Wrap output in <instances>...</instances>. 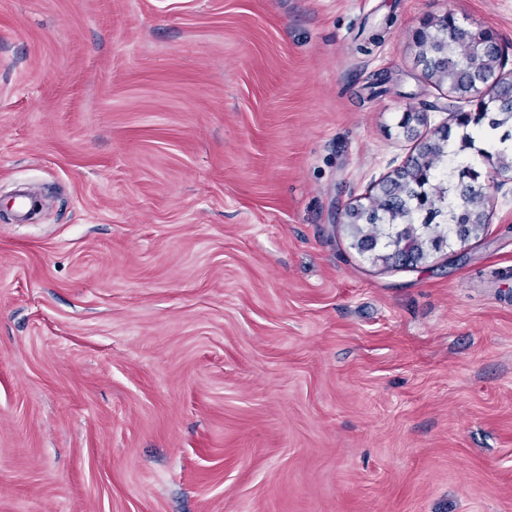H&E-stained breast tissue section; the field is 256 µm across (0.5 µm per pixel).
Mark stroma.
<instances>
[{
    "mask_svg": "<svg viewBox=\"0 0 512 512\" xmlns=\"http://www.w3.org/2000/svg\"><path fill=\"white\" fill-rule=\"evenodd\" d=\"M446 13L512 69V0H0V512H512V189L413 269L343 221Z\"/></svg>",
    "mask_w": 512,
    "mask_h": 512,
    "instance_id": "obj_1",
    "label": "stroma"
}]
</instances>
